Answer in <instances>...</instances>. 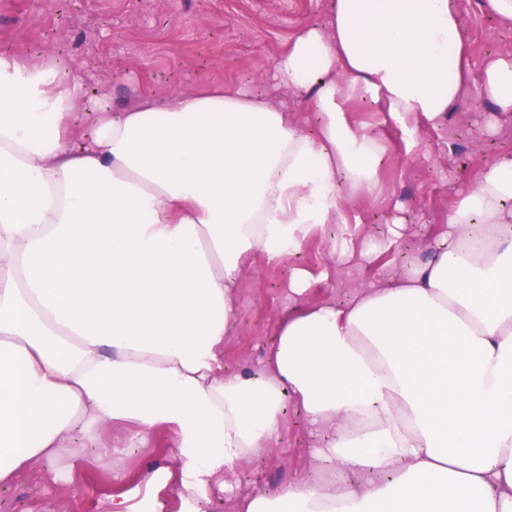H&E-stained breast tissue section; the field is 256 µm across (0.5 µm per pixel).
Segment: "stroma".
Wrapping results in <instances>:
<instances>
[{
	"mask_svg": "<svg viewBox=\"0 0 512 512\" xmlns=\"http://www.w3.org/2000/svg\"><path fill=\"white\" fill-rule=\"evenodd\" d=\"M474 75L512 51V23L482 11L479 0H454ZM329 0H0V55L33 62L52 56L86 93L119 109L144 92L163 97L210 84L275 95L291 117L312 126L307 99L278 91L272 62L302 29L324 24ZM479 83L466 108L438 127L408 133L387 113L360 103L353 119L380 133L388 151L376 198L345 206L343 223L318 228L297 256L268 261L255 255L235 285L236 322L224 340V368L260 367L289 301L296 269L305 270L308 304L343 306L359 289L383 285L412 261L429 257L448 234L449 207L472 186L481 165L512 155V116L490 111ZM101 444L126 448L121 467L90 448L52 465H37L24 480L0 486V512H86L89 500L113 487L139 485L149 470L170 465V433L157 429L126 447L123 430L102 427ZM322 434L289 405L283 441L243 462L234 476L245 495L269 492L310 473Z\"/></svg>",
	"mask_w": 512,
	"mask_h": 512,
	"instance_id": "stroma-1",
	"label": "stroma"
}]
</instances>
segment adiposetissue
I'll return each instance as SVG.
<instances>
[{
    "label": "adipose tissue",
    "mask_w": 512,
    "mask_h": 512,
    "mask_svg": "<svg viewBox=\"0 0 512 512\" xmlns=\"http://www.w3.org/2000/svg\"><path fill=\"white\" fill-rule=\"evenodd\" d=\"M315 131L241 90L112 111L55 67L0 56V485L100 426L162 428L173 468L103 512H206L282 437L289 402L326 432V470L235 512H512V157L448 211V244L350 304L288 307L267 366L224 370L246 261L298 252L346 198L372 199L386 147L352 103L409 130L463 102L453 0H333L273 64ZM481 94L512 112V53Z\"/></svg>",
    "instance_id": "adipose-tissue-1"
}]
</instances>
